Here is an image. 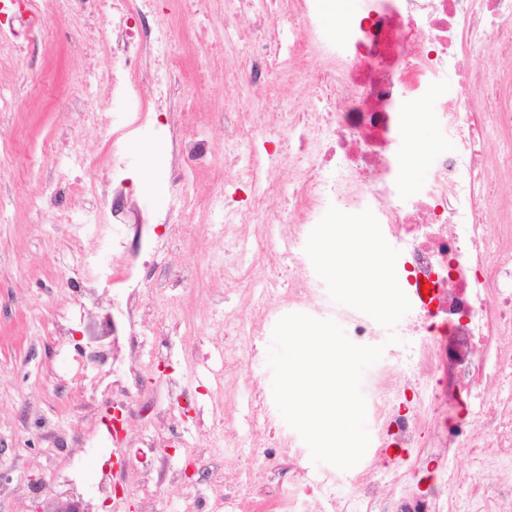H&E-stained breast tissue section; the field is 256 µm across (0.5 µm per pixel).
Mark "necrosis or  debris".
<instances>
[{
    "mask_svg": "<svg viewBox=\"0 0 512 512\" xmlns=\"http://www.w3.org/2000/svg\"><path fill=\"white\" fill-rule=\"evenodd\" d=\"M76 0H20L4 20L8 33L0 56L21 58L18 33L46 38L51 25L69 15ZM87 29L115 44L110 90L127 101L129 120L112 132V171L126 169V153L169 111L183 66L178 32L154 19V0H84ZM326 0H224L221 46L239 21L241 63L227 71L224 87V152L205 140L173 135L172 207L185 208L183 169L224 166L246 198L222 191L214 196L224 212V238L249 246L251 260L228 262L224 280L244 288L258 318L243 326L224 315V333L266 335L290 313L314 315L322 305L321 282L303 258L283 274L266 255L289 251L305 239L333 201L374 212L387 241L396 243L402 289L413 316L404 328L410 339L397 361H410L405 375L377 369L367 417L378 427L374 457L387 448H417L420 464L390 468L393 489L382 494L368 470L304 471L288 495V512H512V155L491 165L490 130L512 136V0H361L348 20L326 15ZM494 44L507 70L491 77L470 52ZM314 56L304 70L300 62ZM453 73L455 95H434L433 81ZM301 85L316 105L284 97L282 83ZM262 84L265 111L237 107L235 91ZM483 98L484 108L472 101ZM429 100L437 124L449 130L454 148L423 150L432 161L428 186L405 182L401 144L414 139L412 102ZM283 142L280 150L258 152L255 137ZM294 166V186L276 177ZM410 206H402L403 198ZM113 274L107 280L125 296L116 316L132 314L131 297L143 279L138 264L112 241ZM253 421L271 438L252 465L268 467L280 448H299L297 432L284 431L274 404L255 380L245 379ZM397 395L396 406L386 398ZM470 461L461 482L453 454ZM436 473L422 486V474Z\"/></svg>",
    "mask_w": 512,
    "mask_h": 512,
    "instance_id": "1",
    "label": "necrosis or debris"
}]
</instances>
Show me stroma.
<instances>
[{
    "instance_id": "stroma-1",
    "label": "stroma",
    "mask_w": 512,
    "mask_h": 512,
    "mask_svg": "<svg viewBox=\"0 0 512 512\" xmlns=\"http://www.w3.org/2000/svg\"><path fill=\"white\" fill-rule=\"evenodd\" d=\"M82 9L56 26L52 41L32 48L33 68L19 69L0 58V512H53L69 498L63 477L90 480L100 469L116 472L125 503H139L144 477L142 454L153 429L146 406L166 410L179 434L195 445L159 453L156 465L180 470V483L168 485L155 512H181L185 499L198 498L201 512H219L215 477L242 484L239 512H282L279 502L294 471L313 469L309 450L283 452L275 469L249 466L264 439L258 429L236 422L233 432L211 427L225 392H233L237 411L247 396L229 368L244 363L264 393L272 391L267 365L271 337L228 336L224 314L241 308L240 290L224 282V213L212 204L224 187L223 169L191 171L184 188L191 206L167 224H147L134 249L153 258L143 269L147 282L131 324L112 321L107 305L78 312L84 256L110 263L109 246L88 232L97 209L95 192L107 190L110 171L107 139L124 126L125 107L109 95L105 76L112 67V44L99 41L87 56ZM224 0H205L202 11L179 20L183 70L177 95L191 94L193 110L182 126L188 136L224 146V70L237 58L231 46L212 52L201 45L199 27L222 28ZM94 67L97 77L75 98H61L72 75ZM206 93H198L199 81ZM172 136L169 126L154 125L148 140L131 146L127 175L130 195L168 183L170 161L158 153ZM198 269L194 280L177 282L183 267ZM167 277L165 292L153 281ZM193 321L185 334V321ZM111 350L126 360L136 353L134 370L112 376L108 365L87 364L86 356ZM190 383L187 401L179 387ZM125 407L122 454L111 453L100 422L113 403ZM192 476H185V467Z\"/></svg>"
}]
</instances>
